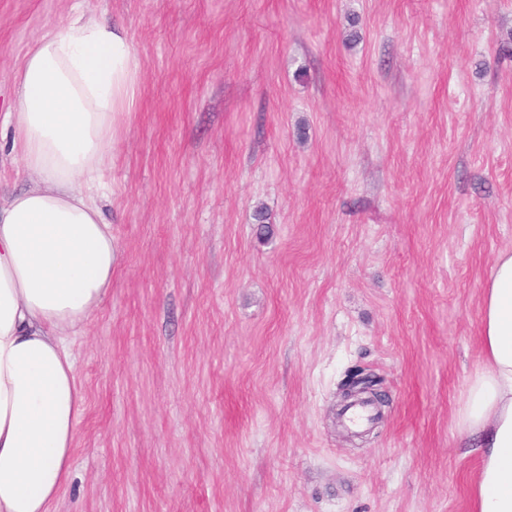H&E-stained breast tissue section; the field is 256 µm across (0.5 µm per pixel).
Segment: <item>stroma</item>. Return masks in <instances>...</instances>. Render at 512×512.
<instances>
[{
    "label": "stroma",
    "instance_id": "35a3bbf8",
    "mask_svg": "<svg viewBox=\"0 0 512 512\" xmlns=\"http://www.w3.org/2000/svg\"><path fill=\"white\" fill-rule=\"evenodd\" d=\"M78 11L141 68L50 512H471L456 411L512 249V0H0L2 193L29 185L19 63ZM356 366L391 398L362 439L336 423Z\"/></svg>",
    "mask_w": 512,
    "mask_h": 512
}]
</instances>
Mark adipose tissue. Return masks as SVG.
<instances>
[{
  "mask_svg": "<svg viewBox=\"0 0 512 512\" xmlns=\"http://www.w3.org/2000/svg\"><path fill=\"white\" fill-rule=\"evenodd\" d=\"M140 61L126 31L82 14L23 58L8 122L30 189L0 198V512H49L84 403L67 341L102 305L117 245L96 198ZM483 362L457 426L479 455L472 512H512V250L481 300Z\"/></svg>",
  "mask_w": 512,
  "mask_h": 512,
  "instance_id": "1",
  "label": "adipose tissue"
}]
</instances>
